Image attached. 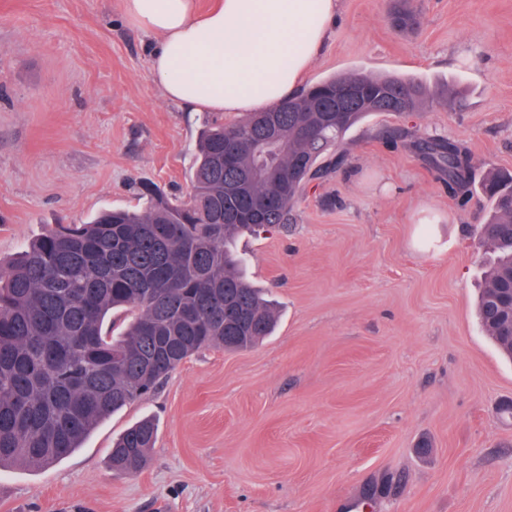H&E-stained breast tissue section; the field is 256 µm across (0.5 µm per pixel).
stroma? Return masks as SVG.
Instances as JSON below:
<instances>
[{
    "instance_id": "35a3bbf8",
    "label": "stroma",
    "mask_w": 512,
    "mask_h": 512,
    "mask_svg": "<svg viewBox=\"0 0 512 512\" xmlns=\"http://www.w3.org/2000/svg\"><path fill=\"white\" fill-rule=\"evenodd\" d=\"M411 3L406 34L386 0H342L304 82L395 73L460 107L351 128L293 223L235 243L273 335L194 355L57 464L0 470V512H512V361L476 313L487 206L382 138L463 142L477 182L512 172V0ZM150 44L122 0H0L1 260L46 225L138 206L137 183L187 195L204 122H238L165 100ZM148 416V466L115 474L113 440Z\"/></svg>"
}]
</instances>
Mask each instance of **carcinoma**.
Listing matches in <instances>:
<instances>
[{"instance_id": "cac0c4a2", "label": "carcinoma", "mask_w": 512, "mask_h": 512, "mask_svg": "<svg viewBox=\"0 0 512 512\" xmlns=\"http://www.w3.org/2000/svg\"><path fill=\"white\" fill-rule=\"evenodd\" d=\"M397 28L420 21L408 0H393ZM354 84L367 105L343 118L336 88ZM450 90L432 93L414 77L358 71L321 80L276 113L279 146L264 158L261 113L202 130L187 199L144 184L138 208H104L80 224H57L21 255L0 261V469L47 467L80 447L106 417L154 391L171 372L210 348L246 350L269 336L277 311L247 281L230 243L242 232L288 224L320 158L347 131L374 115L417 112ZM414 146L460 202L472 198V157L461 142L417 137ZM232 163L224 164L226 148ZM490 207L480 236L496 259L477 304L482 328L507 359L487 321L488 289L512 276V173L479 184ZM124 326L119 335L113 325ZM156 425L128 428L112 448V468L133 474L149 463Z\"/></svg>"}]
</instances>
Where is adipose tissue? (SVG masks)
Listing matches in <instances>:
<instances>
[{
  "instance_id": "ef3b65f1",
  "label": "adipose tissue",
  "mask_w": 512,
  "mask_h": 512,
  "mask_svg": "<svg viewBox=\"0 0 512 512\" xmlns=\"http://www.w3.org/2000/svg\"><path fill=\"white\" fill-rule=\"evenodd\" d=\"M341 0H124L128 21L155 42L150 73L163 97L243 115L296 94L330 37Z\"/></svg>"
}]
</instances>
